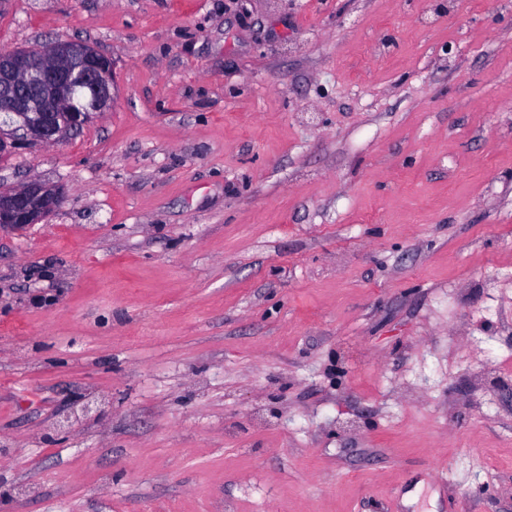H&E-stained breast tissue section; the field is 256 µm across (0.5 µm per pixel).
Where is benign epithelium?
I'll use <instances>...</instances> for the list:
<instances>
[{"label": "benign epithelium", "instance_id": "benign-epithelium-1", "mask_svg": "<svg viewBox=\"0 0 512 512\" xmlns=\"http://www.w3.org/2000/svg\"><path fill=\"white\" fill-rule=\"evenodd\" d=\"M112 63L81 41H54L35 50L0 51V146L10 149L57 144L72 135L78 120L61 116L73 106L74 90L90 97L86 116L109 109ZM60 190L33 179L0 190V228L36 224L56 208Z\"/></svg>", "mask_w": 512, "mask_h": 512}]
</instances>
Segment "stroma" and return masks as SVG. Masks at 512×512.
<instances>
[{"label": "stroma", "instance_id": "stroma-1", "mask_svg": "<svg viewBox=\"0 0 512 512\" xmlns=\"http://www.w3.org/2000/svg\"><path fill=\"white\" fill-rule=\"evenodd\" d=\"M51 40L115 94L0 156V512H512V0H0ZM59 189L33 179L18 188L0 190V228H23L38 223L56 208Z\"/></svg>", "mask_w": 512, "mask_h": 512}]
</instances>
